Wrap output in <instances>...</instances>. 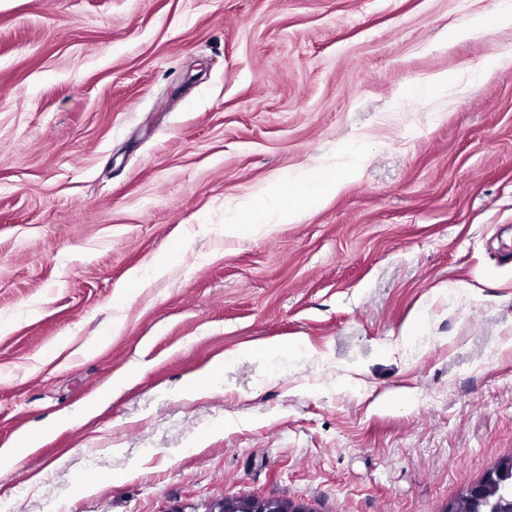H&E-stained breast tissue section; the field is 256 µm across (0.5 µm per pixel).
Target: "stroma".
<instances>
[{"label":"stroma","mask_w":512,"mask_h":512,"mask_svg":"<svg viewBox=\"0 0 512 512\" xmlns=\"http://www.w3.org/2000/svg\"><path fill=\"white\" fill-rule=\"evenodd\" d=\"M500 2L0 0V512H445L512 457ZM344 180L333 171L321 166H311L303 169L296 179L289 183L285 200L281 206L279 218L293 221L299 218V207L289 204V197L299 199L306 208H318L327 198L338 192ZM306 512L301 507L288 504L279 500H269L261 510L253 509L248 503L241 500H229L224 498L210 512Z\"/></svg>","instance_id":"stroma-1"}]
</instances>
